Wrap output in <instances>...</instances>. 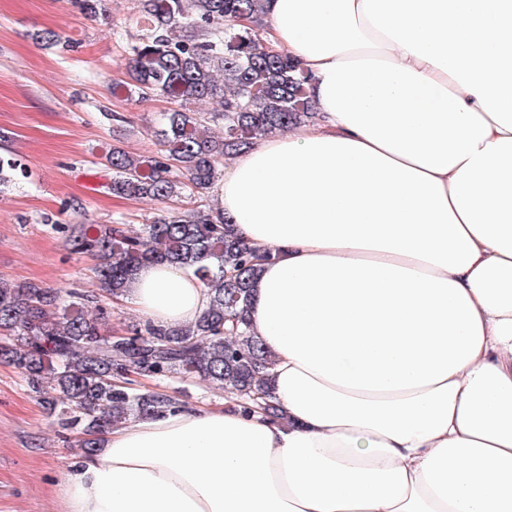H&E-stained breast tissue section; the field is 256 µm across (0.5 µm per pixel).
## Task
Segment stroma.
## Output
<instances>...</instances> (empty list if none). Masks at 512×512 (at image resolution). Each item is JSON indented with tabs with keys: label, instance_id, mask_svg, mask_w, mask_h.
<instances>
[{
	"label": "stroma",
	"instance_id": "35a3bbf8",
	"mask_svg": "<svg viewBox=\"0 0 512 512\" xmlns=\"http://www.w3.org/2000/svg\"><path fill=\"white\" fill-rule=\"evenodd\" d=\"M138 0H106L90 18L71 0H0V136L29 176L0 189V281H32L78 292L97 291L108 317L104 330L124 335L141 315L101 292L95 257L77 254L61 224H115L140 229L159 208H192L188 196L166 203L113 195L102 158L118 146L150 157L170 102L129 99L127 40L138 29ZM57 32L61 45L37 36ZM141 390L185 404L223 402L208 383L172 373L140 377ZM76 435L59 436L42 402L12 367L0 363V512H63L58 485L79 457Z\"/></svg>",
	"mask_w": 512,
	"mask_h": 512
}]
</instances>
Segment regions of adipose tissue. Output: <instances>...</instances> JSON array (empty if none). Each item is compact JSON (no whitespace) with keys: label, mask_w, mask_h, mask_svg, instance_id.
I'll use <instances>...</instances> for the list:
<instances>
[{"label":"adipose tissue","mask_w":512,"mask_h":512,"mask_svg":"<svg viewBox=\"0 0 512 512\" xmlns=\"http://www.w3.org/2000/svg\"><path fill=\"white\" fill-rule=\"evenodd\" d=\"M316 118L224 165L259 257L262 398L182 405L80 457L65 512H512V0H266ZM123 300L194 322L149 264Z\"/></svg>","instance_id":"ef3b65f1"}]
</instances>
